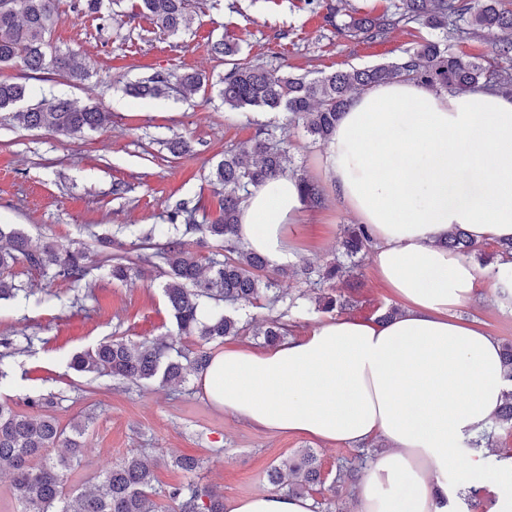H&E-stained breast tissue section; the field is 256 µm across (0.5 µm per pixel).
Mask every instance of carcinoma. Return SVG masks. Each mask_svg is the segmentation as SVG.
I'll return each instance as SVG.
<instances>
[{"label": "carcinoma", "mask_w": 512, "mask_h": 512, "mask_svg": "<svg viewBox=\"0 0 512 512\" xmlns=\"http://www.w3.org/2000/svg\"><path fill=\"white\" fill-rule=\"evenodd\" d=\"M0 6V67L20 65L32 72L49 68L83 81L88 76L85 56L61 53L52 43V32L60 15L58 0H7ZM114 0H74L77 13L112 16ZM394 10L381 16L350 17L349 32L367 41L385 37L399 25L415 23L438 30L442 37L422 39L396 62L333 72L321 78L278 76L249 63H235L221 79L219 94L231 109L261 107L285 112L302 122L314 139L328 141L341 113L355 93L371 86L402 78L425 83L438 91L490 88L512 94V8L503 0H394ZM140 9L161 32L175 35L190 28L196 12L190 0H141ZM499 30L505 36L495 44L499 62L453 52L451 43L477 40ZM203 78L194 73L157 72L128 93L134 98L165 97L170 92H196ZM26 97V86L0 81V111ZM25 128L63 135H78L103 128L111 113L97 105L77 108L64 99L41 102L14 113ZM271 133L261 130L250 145L224 152L210 172L224 186L223 215L211 224L196 223L197 208L179 206L168 212L166 224H154L150 234L165 239L155 256L164 264L163 292L174 330L166 337L133 341L125 337L104 341L73 355L70 366L79 373H106L119 382L179 386L202 373L212 359L214 342L237 336L243 330L236 312L264 300L285 311L269 318L255 335L275 345L286 335L283 317L299 307L298 298H285L273 290L275 279L267 273L265 259L247 249L238 235L240 209L251 189L277 177L293 176L312 207L324 203V190L315 181L289 168L288 153L270 143ZM200 235L212 242L214 252L202 267L186 248L183 237ZM442 245L463 254L480 253L483 245L457 228ZM372 247L369 227L350 224L344 229L338 254L318 267L303 266L293 274L316 290L318 310L339 315L357 304L343 294L337 283L353 274L356 258ZM85 251L62 242L32 245L19 224H0V301L15 297L21 288L12 277L18 264L38 269L52 278L75 286L87 276ZM112 279L125 281L144 274L137 260L127 255L112 257ZM214 301L209 318L200 317L201 300ZM197 337L195 348L180 345L183 338ZM494 427L512 431V390L494 418ZM86 424L77 421L71 430L59 427L44 413L15 410L0 401V466L12 472L11 494L16 512H164L160 501L173 504L172 512H224V497L193 479L174 485L158 483L144 453L132 452L122 462L99 476L88 489L68 486L70 474L79 465L83 448L80 438ZM65 453L53 456L55 448ZM273 489L303 495L322 484L317 456L305 448L294 458L273 465L266 473Z\"/></svg>", "instance_id": "1"}]
</instances>
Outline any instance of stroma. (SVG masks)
I'll return each mask as SVG.
<instances>
[{
	"label": "stroma",
	"instance_id": "obj_1",
	"mask_svg": "<svg viewBox=\"0 0 512 512\" xmlns=\"http://www.w3.org/2000/svg\"><path fill=\"white\" fill-rule=\"evenodd\" d=\"M72 3L59 0L52 39L59 51L85 55L87 81L16 66L1 68L0 80L26 85L27 104L53 98L79 107L97 104L111 112L112 121L97 131L65 136L26 129L0 112V224L21 225L37 244L84 247L89 273L74 288L23 264L14 268L23 291L0 302V339H11L17 352L0 364L8 373L0 381V397L24 411L28 398L53 396L48 412L63 427L88 418L82 464L69 478L79 488L131 450L144 448L160 484L185 480L172 459L193 456L203 462L197 480L229 500L267 491L266 470L309 448L324 475L313 500L329 504V512H354L351 484L336 477L340 467L359 464L360 448L254 428L215 406L195 377L164 390L121 385L108 375H80L69 361L115 336L139 340L171 330L158 269L119 282L110 274L111 257L152 254L141 233L165 223L179 202L200 203L198 222L219 219L224 190L211 181L210 171L226 149L268 129L300 173L328 182L322 166L326 145L289 122L287 114L225 107L219 81L231 64L212 53L213 42L238 44L240 58L275 74L314 79L397 61L420 38L433 37V30L412 24L374 42L342 31L353 11L378 16L390 11L392 0H321L315 11L306 0H196L193 25L175 35L161 33L140 16L137 0H123L120 15L106 21L74 12ZM160 70L199 72L208 84L187 98L127 94L128 85ZM176 135L190 141L191 152L179 157L168 152L164 142ZM355 221L335 193L327 192L323 207L306 209L289 228L300 261L331 259L345 225ZM93 228L113 234L111 248L90 239ZM495 251L494 243H485L489 261L476 267L480 297L457 314L480 322L499 342L512 343V302L498 298L489 279ZM354 276L359 317H371L379 305H396L375 274L372 253L362 256Z\"/></svg>",
	"mask_w": 512,
	"mask_h": 512
}]
</instances>
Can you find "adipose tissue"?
Wrapping results in <instances>:
<instances>
[{
	"instance_id": "adipose-tissue-1",
	"label": "adipose tissue",
	"mask_w": 512,
	"mask_h": 512,
	"mask_svg": "<svg viewBox=\"0 0 512 512\" xmlns=\"http://www.w3.org/2000/svg\"><path fill=\"white\" fill-rule=\"evenodd\" d=\"M336 197L369 227L378 279L402 303L382 321L315 322L262 353L215 356L201 376L224 411L270 431L356 446L384 442L354 486L356 512H444L461 490L492 488L489 512H512V466L464 450L512 388L498 339L461 319L474 266L442 242L512 239V98L439 93L393 80L357 95L323 157ZM306 208L293 177L254 188L240 235L269 268L297 261L288 228ZM225 512H315L312 498L265 492Z\"/></svg>"
}]
</instances>
